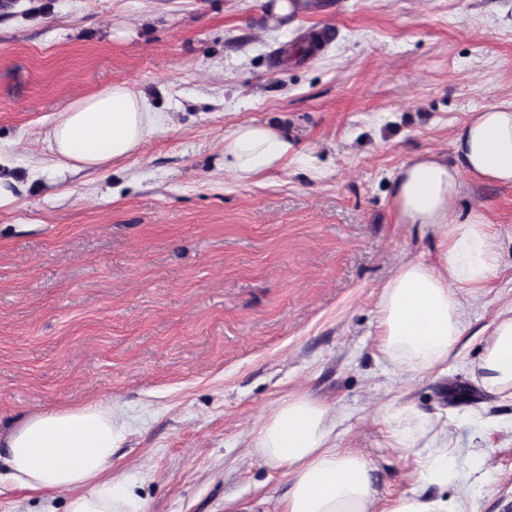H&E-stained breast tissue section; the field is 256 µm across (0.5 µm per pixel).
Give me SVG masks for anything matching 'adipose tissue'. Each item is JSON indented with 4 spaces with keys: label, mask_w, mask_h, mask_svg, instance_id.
I'll return each instance as SVG.
<instances>
[{
    "label": "adipose tissue",
    "mask_w": 512,
    "mask_h": 512,
    "mask_svg": "<svg viewBox=\"0 0 512 512\" xmlns=\"http://www.w3.org/2000/svg\"><path fill=\"white\" fill-rule=\"evenodd\" d=\"M161 124L147 98L114 84L75 99L49 126L44 142L52 170L101 169L138 154ZM454 161L435 153L409 159L392 175L400 224H418L437 239L433 260L402 263L381 288L378 348L405 372L422 375L447 363L464 334L459 294L486 288L501 268V234L482 208L458 214L468 184L512 185V100L470 113L452 137ZM281 129L249 121L224 137V171L241 183L299 160ZM472 376L488 394L512 399V307L492 321ZM383 424L392 447L416 448L432 429L410 404L392 403ZM129 424L121 408L87 406L34 414L0 433V464L19 488L70 492L69 512H142L123 477L100 486ZM335 410L303 392L289 394L262 422L253 448L282 469L288 492L280 512H375L374 468L359 452L336 445ZM458 479L456 461L434 448L419 471L421 489L393 498L386 512H452L443 493ZM437 487L439 496L428 494Z\"/></svg>",
    "instance_id": "ef3b65f1"
}]
</instances>
